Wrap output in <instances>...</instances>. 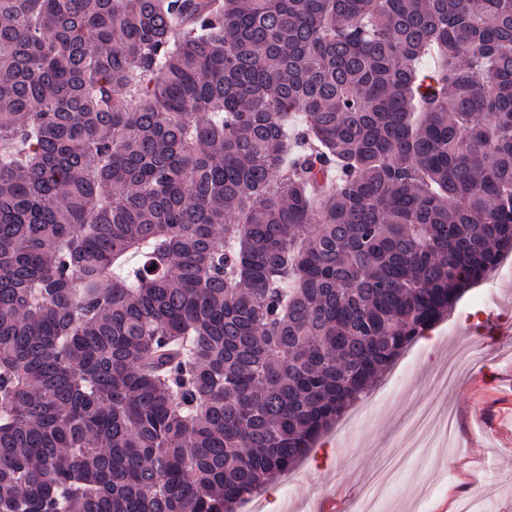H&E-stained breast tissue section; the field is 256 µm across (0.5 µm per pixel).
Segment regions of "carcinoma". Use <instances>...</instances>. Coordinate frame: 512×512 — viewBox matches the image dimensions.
<instances>
[{"instance_id":"obj_1","label":"carcinoma","mask_w":512,"mask_h":512,"mask_svg":"<svg viewBox=\"0 0 512 512\" xmlns=\"http://www.w3.org/2000/svg\"><path fill=\"white\" fill-rule=\"evenodd\" d=\"M511 253L512 0H0V512H236Z\"/></svg>"}]
</instances>
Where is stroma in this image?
Returning a JSON list of instances; mask_svg holds the SVG:
<instances>
[{
	"instance_id": "stroma-1",
	"label": "stroma",
	"mask_w": 512,
	"mask_h": 512,
	"mask_svg": "<svg viewBox=\"0 0 512 512\" xmlns=\"http://www.w3.org/2000/svg\"><path fill=\"white\" fill-rule=\"evenodd\" d=\"M512 321V271L468 290L414 341L287 476L257 496L261 512H353L380 472L396 483L377 512H444L476 494L481 512H512V343L477 364L460 361L458 338L488 345L489 315ZM489 346V345H488ZM458 380L440 387V371Z\"/></svg>"
}]
</instances>
